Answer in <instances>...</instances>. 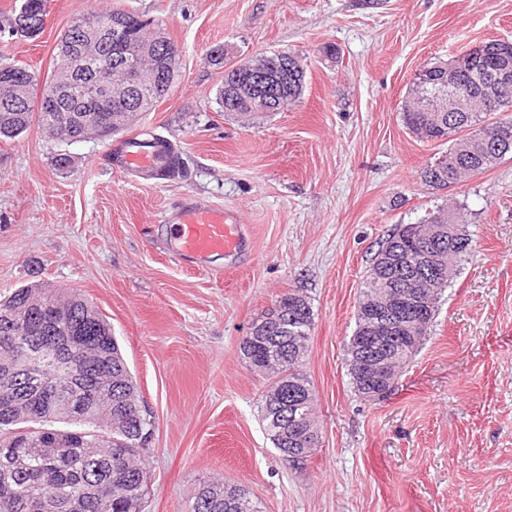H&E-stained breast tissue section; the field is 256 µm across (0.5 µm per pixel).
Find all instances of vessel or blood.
Masks as SVG:
<instances>
[{
	"instance_id": "obj_1",
	"label": "vessel or blood",
	"mask_w": 512,
	"mask_h": 512,
	"mask_svg": "<svg viewBox=\"0 0 512 512\" xmlns=\"http://www.w3.org/2000/svg\"><path fill=\"white\" fill-rule=\"evenodd\" d=\"M138 135H130L117 149L120 168L150 173L160 166L155 151L139 147ZM168 231L171 255L197 268H209L212 259L234 256L246 250L251 240L233 211L188 195L167 208L161 217Z\"/></svg>"
}]
</instances>
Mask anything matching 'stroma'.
I'll list each match as a JSON object with an SVG mask.
<instances>
[{
    "label": "stroma",
    "instance_id": "obj_1",
    "mask_svg": "<svg viewBox=\"0 0 512 512\" xmlns=\"http://www.w3.org/2000/svg\"><path fill=\"white\" fill-rule=\"evenodd\" d=\"M112 8L146 14L178 48L170 93L130 130L176 145L186 172L125 175L111 139L35 126L0 139V295L46 283L111 323L155 422L141 512H188L207 478L246 486L262 512H512V156L427 187L439 146L401 118L432 59L512 40V0H49L43 32L0 40V62L45 80L61 34ZM216 45L299 55L301 98L248 121L218 112ZM188 194L235 210L252 250L206 270L172 257L158 219ZM449 198L476 245L394 390L363 400L346 356L363 275L395 228ZM294 288L314 311L304 370L321 431L300 464L267 438L266 379L239 349Z\"/></svg>",
    "mask_w": 512,
    "mask_h": 512
}]
</instances>
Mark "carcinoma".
Returning a JSON list of instances; mask_svg holds the SVG:
<instances>
[{"label": "carcinoma", "instance_id": "cac0c4a2", "mask_svg": "<svg viewBox=\"0 0 512 512\" xmlns=\"http://www.w3.org/2000/svg\"><path fill=\"white\" fill-rule=\"evenodd\" d=\"M47 0H22L20 8L0 20V37H37L44 28ZM112 26L102 27V15L74 22L57 43V67L43 86L34 73L18 64L0 65V85L19 87L15 97H0V139H15L32 125L67 141L89 135L106 140L114 136L103 124L105 113L91 112L83 97L86 85L101 83L119 62L114 35L124 49L136 52L153 45L154 36L164 42L154 45L151 58L156 71L166 68L169 51L176 45L153 22L133 10L105 13ZM482 55L472 59L460 73L467 109L458 113V125L448 129V113L421 111L420 96L433 84L413 83L402 110V121L415 135L431 140L443 129L448 149L432 157L421 172L428 187L437 180L455 184L490 171L504 158L488 154L473 136L475 129L493 120L487 111L488 93L472 89L476 73L512 66V45L484 42ZM288 57V86L277 111L298 100L305 85L306 70L294 54ZM213 64L222 69L216 102L223 112L250 117L257 114L258 92L244 90V64L231 63L224 47L209 51ZM71 78L74 85L64 95L62 110L46 112L39 102L54 93L56 82ZM153 144L164 154L161 174L184 173L182 158L165 141ZM455 218L453 242H448V215ZM421 239L437 251L442 276L422 279L414 286L435 296L451 283L457 263L473 246L462 207L441 205L416 225ZM397 232L388 235L371 259L361 284L355 329L350 341L367 333L373 304L389 296L392 274L380 269L388 254L401 249ZM314 313L308 298L294 290L280 295L264 310L240 344L249 365L271 375L259 399L265 434L284 454L290 448L288 426L297 423L317 430L316 396L304 373L306 342ZM392 349L401 368L418 352L404 338L393 340ZM154 432L151 415L139 400L134 378L112 334V326L80 295L64 293L49 285L24 286L0 299V512H138L147 493L144 453ZM191 512H261L258 502L242 486L203 480L193 495Z\"/></svg>", "mask_w": 512, "mask_h": 512}]
</instances>
